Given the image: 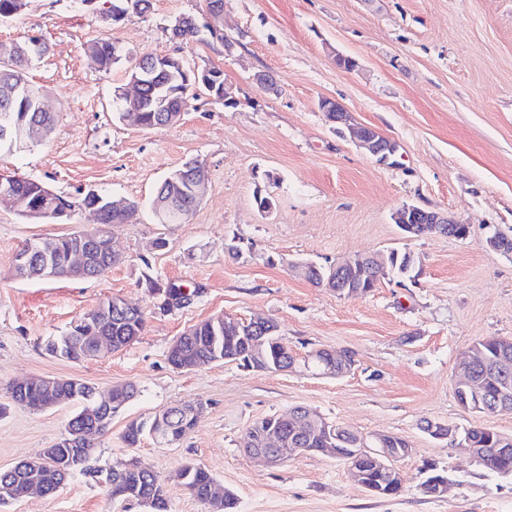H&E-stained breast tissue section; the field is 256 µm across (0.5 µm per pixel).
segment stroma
<instances>
[{
    "label": "stroma",
    "mask_w": 512,
    "mask_h": 512,
    "mask_svg": "<svg viewBox=\"0 0 512 512\" xmlns=\"http://www.w3.org/2000/svg\"><path fill=\"white\" fill-rule=\"evenodd\" d=\"M181 15L219 29L233 50L209 39L171 40L166 27ZM32 35L49 51L26 78L41 87L56 126L47 141L0 150V171L65 196L95 190L141 208L113 225L122 261L104 275L29 281L13 270L24 241L90 229L95 217L82 209L60 224L35 223L0 203V468L51 447L75 410L17 406L13 383L78 378L105 390L132 382L138 396L97 438L90 464L151 466L166 486L169 512H208L175 478L188 462L236 494L237 512H512V477L486 471L463 446L422 429L429 420L512 435V411L479 415L454 394L470 346L512 339V254L486 243L493 230H512V0H223L217 17L207 0H152L146 17L117 24L80 0H28L23 12L0 20V43ZM100 37L122 53L106 72L84 51ZM340 54L355 68L337 66ZM146 55L221 68L237 106L203 94L172 126L145 129L115 118L113 99ZM260 72L276 75L277 92L255 82ZM324 98L395 140L394 163L336 133L319 107ZM192 159L207 169L204 199L184 223H156L148 207L156 185ZM268 173L275 204L262 213L253 191ZM405 204L447 213L469 234L403 237L392 215ZM158 238L164 249H153ZM231 243L241 257L228 253ZM393 249L413 256L412 278L387 277L356 296L313 286L294 269ZM146 274L202 294L160 312L140 285ZM113 297L146 315L134 344L82 362L46 350L48 337ZM217 315L271 321L297 357L348 351L354 365L337 378L234 363L173 368L170 344ZM186 402L203 412L180 442L162 446L146 435L127 445L131 422ZM296 406L364 436L406 438L413 453L399 463L400 495H369L322 454L291 453L277 468L245 455L240 441L251 423ZM427 461L447 469L445 496L424 491ZM0 512L149 509L77 475L53 495L28 496Z\"/></svg>",
    "instance_id": "obj_1"
}]
</instances>
